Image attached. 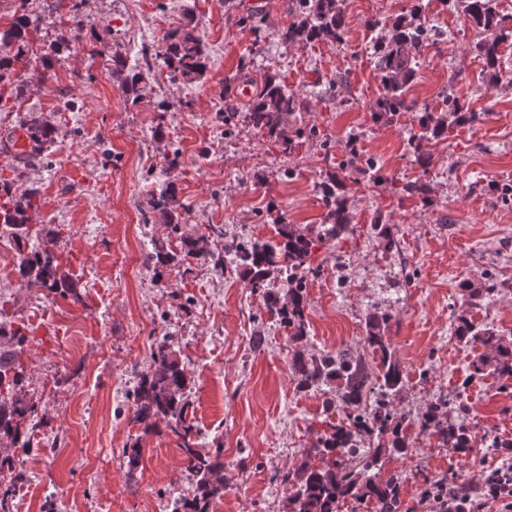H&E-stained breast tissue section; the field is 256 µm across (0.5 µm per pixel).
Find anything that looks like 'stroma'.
<instances>
[{"label": "stroma", "mask_w": 512, "mask_h": 512, "mask_svg": "<svg viewBox=\"0 0 512 512\" xmlns=\"http://www.w3.org/2000/svg\"><path fill=\"white\" fill-rule=\"evenodd\" d=\"M267 2L259 11L253 0H83L96 59L74 45L53 83L31 77L13 110L0 112V132L30 112L72 132L48 159L25 165L0 148V169L17 167L18 188L40 189L39 229L59 231L55 247L74 286L61 296L21 282L15 243L0 236V298L29 327L24 390L38 413L15 450L24 480L0 472V512H167L172 498L193 496L179 438L131 421L133 391L164 341L190 380L196 448L221 451L225 489L213 512H289L280 474L307 457L319 462L317 437L347 424L351 411L335 383L300 389L293 356L345 349L379 376L365 340V318L375 311L394 317L389 336L404 377L392 402L407 416L409 448L379 473L399 476V512H427L419 502L429 487H476L512 467L497 446L512 439V388L488 373L471 376L483 349L455 334L462 313L512 333V200L492 191L512 184V44L500 48L498 82H484L472 51L479 31L440 0H422L423 16L446 37L422 50L409 98L439 113L452 88L483 115L476 126L424 142V168L407 145L418 130L414 113L372 112L382 87L364 20L399 15L406 0H344L345 37L336 44L282 42L295 0ZM187 15L208 54L204 78L175 83L157 67L130 101L112 62L116 46L124 45L129 64L141 63L142 47L160 48L164 32ZM268 77L299 98L289 127L310 132L286 152L242 120L246 98L224 92L227 83L259 87ZM230 112L236 118L224 124ZM352 135L360 158L343 181L354 231L313 246L306 334L295 340L227 247L277 241L279 216L320 233V185L341 168ZM171 149L180 156L174 169L163 162ZM366 156L379 161L367 175ZM415 181L425 194L404 192ZM169 185L182 204L176 235L150 221L154 197ZM380 213L386 239L372 228ZM201 235L220 265L181 259L182 239ZM158 239L177 256L160 269L147 261ZM485 271L495 292L468 300L463 283ZM440 398L459 401L472 422L471 450L419 430L418 418ZM135 445L141 461L132 469L125 450Z\"/></svg>", "instance_id": "35a3bbf8"}]
</instances>
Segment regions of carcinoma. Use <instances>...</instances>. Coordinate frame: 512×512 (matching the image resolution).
I'll use <instances>...</instances> for the list:
<instances>
[{"mask_svg":"<svg viewBox=\"0 0 512 512\" xmlns=\"http://www.w3.org/2000/svg\"><path fill=\"white\" fill-rule=\"evenodd\" d=\"M26 0H19L9 26L0 29V105L22 98L29 85L31 70L42 73L45 81L53 79L54 68L60 55L69 46L85 40L89 19L83 18L66 32L57 34L54 41L42 47L41 52L32 48L34 21L26 14ZM344 0H296V20L286 27L281 37L291 43L325 41L341 43L345 36ZM445 7L461 11L471 24L484 34L474 46V52L483 63V71L490 82L498 80L501 57L500 44L512 40V23L497 11V0H440ZM419 0H411L407 13L383 27L379 22L365 20V25L374 32L371 41V56L378 72L383 93L375 102L374 114L396 116L402 112L416 110V103L406 96V87L416 76L417 55L427 47L436 46L439 30L421 19ZM193 19L188 18L178 27L167 30L162 37L164 49L148 54L142 49L145 70L137 69L124 84L126 92L139 97V84L144 73L152 70L153 62L162 61L171 80L194 82L204 78L207 72L206 49L195 33ZM455 107L437 116L427 109L420 110L418 126L421 133L411 136L409 146L416 158H424L422 141L436 139L455 125H475L480 122V113L472 112L455 98ZM296 109L295 95L282 85L268 79L256 91L249 102L244 119L255 127L267 130L271 139L283 152H288L295 140L316 135L313 130L292 129L284 117ZM25 129V144L18 145L17 157H37L48 148L70 135V132L45 120L40 113L31 112L22 124ZM14 179L0 176V225L12 236L19 261L15 271L19 278L52 293H64L70 289L67 275L61 270L60 258L50 247L28 248V226L40 219L36 202L39 189L29 188L18 196L13 191ZM341 181L331 180L322 186V200L328 210L330 227L323 235L337 238L354 232L347 214L345 198L337 193ZM182 204L172 189H163L153 200V223L165 224L171 232L179 229V209ZM277 245L254 241L236 247L235 257L245 268L250 283L256 290H264L267 308L275 312L290 330V336L298 339L306 334V264L313 240L295 224H278ZM185 256L199 261H212L208 239L204 236L183 239ZM287 274L291 288L288 300L279 293L266 288L273 273ZM491 277L480 276L479 285L468 284L464 290L471 300L488 298L495 291ZM392 315L372 313L366 318V342L378 355L382 383L373 408L363 413L348 415L349 423L333 427V432L316 439L317 452L326 458L336 456L330 463L315 467L308 460L292 472L281 475V483L290 485L288 505L290 512H336V504L346 498L358 502L370 500L377 504L379 512H397L399 508V479L391 476L379 481L368 475L382 456L389 458L403 454L409 448L404 423L406 416L396 412L391 397L403 387V374L394 358L389 338L385 333L390 328ZM456 336L469 345H481L489 353L481 354L472 362V374L487 370L504 380H512V338L499 336L489 329L478 328L466 316L457 317ZM28 337L24 324L4 318L0 309V469H15L16 457L10 449L19 444L21 425L33 421L37 411L23 394L26 373L19 361ZM153 365L141 376L135 393V408L132 422L148 433L158 429L161 422L183 440L182 450L186 456L187 469L198 477L197 493L191 499L176 500L178 507L173 512H210L212 500L224 493V463L195 450L189 441L191 423L187 420L188 402L186 390L190 379L166 343L157 346L152 353ZM293 370L304 388L317 387L336 380L343 390V401L355 408L360 407L364 392L369 385V374L362 364L350 354L338 351L319 356L293 358ZM458 417H453V414ZM461 407L452 405L447 399L429 404L419 418L423 431L439 437V441L454 448L470 449L472 433L461 416ZM377 440L373 448L364 447L365 440Z\"/></svg>","mask_w":512,"mask_h":512,"instance_id":"carcinoma-1","label":"carcinoma"}]
</instances>
